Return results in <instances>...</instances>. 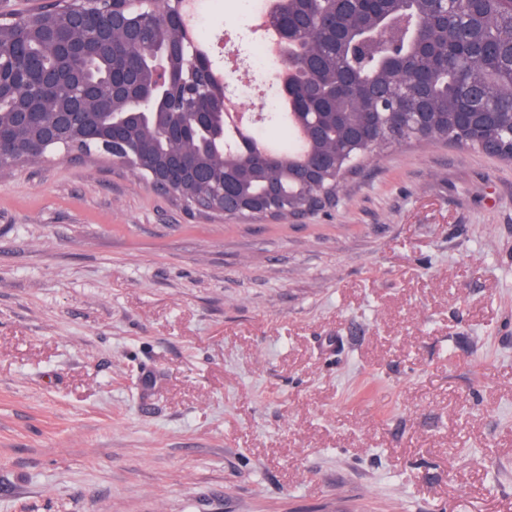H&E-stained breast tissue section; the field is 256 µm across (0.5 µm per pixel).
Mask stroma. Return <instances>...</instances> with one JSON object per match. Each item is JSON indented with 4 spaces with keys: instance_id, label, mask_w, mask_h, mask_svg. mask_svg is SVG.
<instances>
[{
    "instance_id": "1",
    "label": "stroma",
    "mask_w": 512,
    "mask_h": 512,
    "mask_svg": "<svg viewBox=\"0 0 512 512\" xmlns=\"http://www.w3.org/2000/svg\"><path fill=\"white\" fill-rule=\"evenodd\" d=\"M0 512H512V162L377 148L278 222L0 174Z\"/></svg>"
}]
</instances>
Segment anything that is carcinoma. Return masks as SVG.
Returning <instances> with one entry per match:
<instances>
[{
    "mask_svg": "<svg viewBox=\"0 0 512 512\" xmlns=\"http://www.w3.org/2000/svg\"><path fill=\"white\" fill-rule=\"evenodd\" d=\"M275 21L292 25L298 40L288 45L295 82L281 93L288 110L273 122L278 147L266 150L252 131L239 143L224 126L218 105L224 85H211V96L198 104L209 113L198 125L187 113L174 112L167 98L179 92L186 71L184 23L163 16L149 24L141 45L118 36L107 51L89 50L76 57L65 46L87 32L68 28L72 13L104 19L114 12L136 17V0H67L57 13L38 11L0 22V71L20 76L16 87L0 90V128L24 142L39 129L71 111L76 80L97 88L103 104L92 101V127L97 137H112L118 128L157 167L189 156L195 182L169 185L166 193L182 201L205 202L209 189L231 174L230 190L245 199L261 198L275 187L281 195L270 208L273 216L305 209L335 198L340 178L358 167L373 147L408 140L450 142L457 133L458 102L476 83L479 104L497 113L493 132L497 157L512 162V0H452L446 35L433 20V0H378L346 14L336 0H282ZM126 62L136 73L135 85L163 78L156 94L135 108L126 97H112V75ZM426 72L428 132L414 118L395 125L390 102L362 92L365 87L400 89ZM40 108L38 122L22 126L18 113ZM303 129L307 148L296 149L295 134Z\"/></svg>",
    "mask_w": 512,
    "mask_h": 512,
    "instance_id": "carcinoma-1",
    "label": "carcinoma"
}]
</instances>
